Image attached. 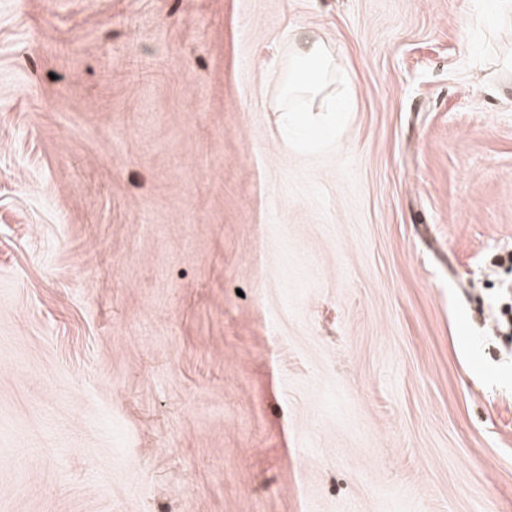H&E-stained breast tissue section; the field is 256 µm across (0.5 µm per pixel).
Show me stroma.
I'll list each match as a JSON object with an SVG mask.
<instances>
[{"label": "stroma", "instance_id": "obj_1", "mask_svg": "<svg viewBox=\"0 0 512 512\" xmlns=\"http://www.w3.org/2000/svg\"><path fill=\"white\" fill-rule=\"evenodd\" d=\"M511 254L499 0H0V512H512ZM293 58L284 90L286 101L281 112H294L288 107L289 95L313 98L320 95L330 62V48L314 34L300 32L294 40Z\"/></svg>", "mask_w": 512, "mask_h": 512}]
</instances>
